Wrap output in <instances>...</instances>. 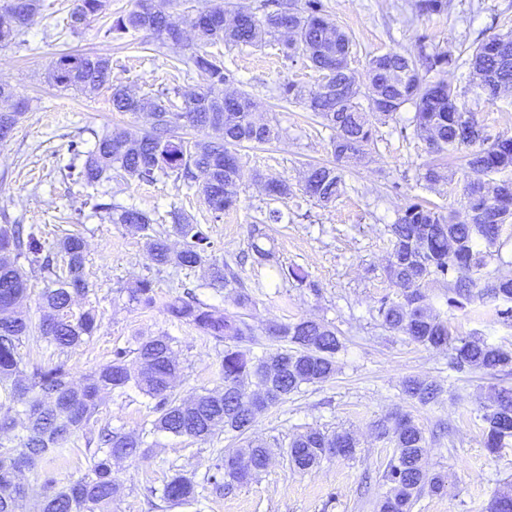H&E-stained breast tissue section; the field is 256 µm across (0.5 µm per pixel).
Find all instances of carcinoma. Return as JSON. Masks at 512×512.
<instances>
[{
	"label": "carcinoma",
	"instance_id": "carcinoma-1",
	"mask_svg": "<svg viewBox=\"0 0 512 512\" xmlns=\"http://www.w3.org/2000/svg\"><path fill=\"white\" fill-rule=\"evenodd\" d=\"M41 0H8L0 6V47L20 42L25 29L39 15ZM411 11L428 19L448 13L450 0H411ZM108 0H73L67 25L79 33L90 19L107 14ZM288 11V33L283 54L288 60L302 51L308 66L319 73L317 87L309 91L306 106L335 131L333 162L309 169L303 192L321 205L336 200L344 188V164L359 159L373 141L370 116L389 117L409 104L414 108L413 134L428 145L429 152L468 149L465 155L467 182L464 196L469 218L454 222L425 200L410 199L395 223L389 225L390 260L386 274L400 293L378 300L381 326L402 334L424 347L452 346V367L459 372L492 374L512 369V352L480 338L453 340L448 321L440 318L429 302L428 287L448 285L446 304L451 308L486 301L502 302L496 314L512 326V278H485L486 258L500 248L504 226L512 224V137L491 138L487 128L459 102L456 88L440 75L468 66L477 98L493 100L512 91V33L494 34L479 42L467 57L453 56L433 46L428 33L419 34L410 50L389 51L372 56L365 82L358 84L350 59L354 43L350 36L328 18L323 0H265L262 13L237 11L235 23H225L228 9L223 2L205 5L183 16L193 31L195 43L188 55L177 58V68L193 70L204 77L206 87L161 90L136 95L122 84L104 79L112 73L110 58L74 51L60 53L68 62L61 71L50 70V82L62 90L92 94L108 84L112 110L145 113L154 119L151 129L121 131L98 138L95 148L82 151L70 144L67 165L74 183L88 188L112 170L127 179L152 182L159 175H176L187 186L205 175L199 192L215 221L237 207L241 158L236 147L243 143L267 144L279 137V130L253 118L251 99L224 89L231 82L224 56L210 50L217 44L256 46L281 27L280 13ZM155 34L161 44H177L184 31L170 22L162 11L143 12L134 8L108 19L100 28L105 41L120 40L131 32ZM13 101L9 111H0V142L12 133L27 105L16 100L14 89L0 82V100ZM190 126L203 130L209 140L192 144L176 135ZM503 174L491 184L487 179ZM267 196L286 198L293 187L284 179L262 180ZM91 209L112 224H122L140 234L150 260L162 271L168 267L192 271L203 268L208 285L229 290L239 308L231 312L207 304L188 292L163 303L173 320L193 327L204 337L224 344L219 388L184 400L173 397L172 383L179 364L172 356V338L154 336L137 347H116L112 358L98 369L73 380L64 361L33 365L25 369L19 348L33 338L45 340L59 350L84 344L98 329L94 307L73 310L76 297H88L84 276L85 239L80 229L81 213L69 217L74 229L55 244L62 255L57 263L45 253L41 231L23 224L0 227V408L5 402L23 405L25 420L0 415V431L21 428L16 444L0 441V512H16L17 501L29 486L25 473L39 461L75 442L85 439L89 465L76 481L58 483L51 475L43 481L38 512H110L119 488L112 480V460L129 459L151 450L144 435L96 430L103 395L121 392L132 385L154 401V428L177 437L206 441L220 432L234 433L244 447L219 458L207 474L218 488H230L248 481L268 465L265 443L252 435L257 414L288 400L302 386L325 382L336 375V355L343 347L335 326L312 319L289 320L268 325L265 335L274 343L261 353L254 352L259 339L249 322L256 309L254 296L229 264L217 259L208 230L175 214L172 232L181 239L174 250L169 232L155 228L154 218L133 205L106 203L92 196ZM250 250L256 267L278 266L273 249L265 246L267 235L253 224L249 230ZM51 284L41 293L46 313L35 323L22 310L29 276ZM287 277L317 295L319 284L299 266L287 269ZM128 301L144 308L156 305L154 282L140 279L117 289ZM139 368L131 370L129 355ZM441 387L435 382L410 377L403 393L427 405L435 402ZM485 448L491 453L512 437V387L498 390L484 408ZM378 436L393 445V456L384 473L388 491L380 512H412L425 491L442 494L445 478L429 474L423 466L426 438L410 417L396 418L394 425H376ZM357 442L347 432L326 434L310 429L288 444V457L300 470L317 465L327 455L355 456ZM193 477L177 470L164 484L161 500L169 505H190L196 498ZM485 512H512V494L495 495Z\"/></svg>",
	"mask_w": 512,
	"mask_h": 512
}]
</instances>
